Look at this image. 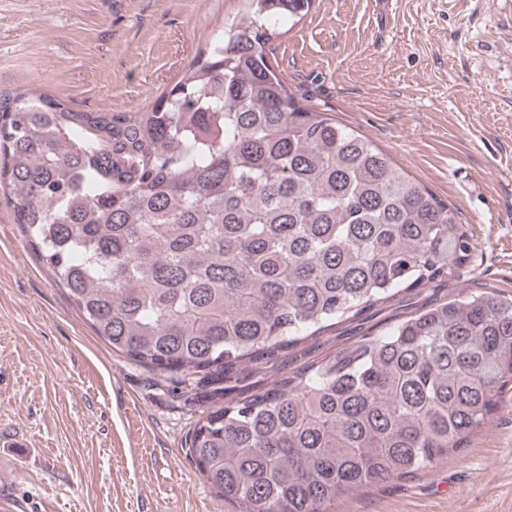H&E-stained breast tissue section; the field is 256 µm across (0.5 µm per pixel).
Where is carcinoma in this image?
I'll list each match as a JSON object with an SVG mask.
<instances>
[{"label":"carcinoma","instance_id":"obj_1","mask_svg":"<svg viewBox=\"0 0 512 512\" xmlns=\"http://www.w3.org/2000/svg\"><path fill=\"white\" fill-rule=\"evenodd\" d=\"M241 2L138 112L1 92L0 189L92 330L201 408L188 454L218 498L334 512L484 427L512 389V295L465 291L286 368L456 279L473 242L455 207L288 93L268 48L311 0Z\"/></svg>","mask_w":512,"mask_h":512}]
</instances>
